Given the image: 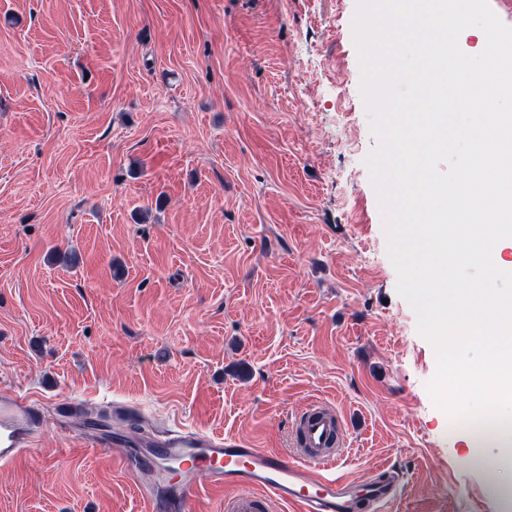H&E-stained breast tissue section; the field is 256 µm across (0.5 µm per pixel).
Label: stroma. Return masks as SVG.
<instances>
[{
	"label": "stroma",
	"instance_id": "stroma-1",
	"mask_svg": "<svg viewBox=\"0 0 512 512\" xmlns=\"http://www.w3.org/2000/svg\"><path fill=\"white\" fill-rule=\"evenodd\" d=\"M357 0H0V395L45 424L0 512H140L55 412L286 454L337 410L393 512H501L427 390L366 164Z\"/></svg>",
	"mask_w": 512,
	"mask_h": 512
}]
</instances>
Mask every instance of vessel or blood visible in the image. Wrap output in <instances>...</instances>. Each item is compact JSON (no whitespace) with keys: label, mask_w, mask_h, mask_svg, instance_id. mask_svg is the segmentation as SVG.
Instances as JSON below:
<instances>
[{"label":"vessel or blood","mask_w":512,"mask_h":512,"mask_svg":"<svg viewBox=\"0 0 512 512\" xmlns=\"http://www.w3.org/2000/svg\"><path fill=\"white\" fill-rule=\"evenodd\" d=\"M42 420L20 395L0 398V463L26 453ZM339 416L308 404L292 428V452L278 454L230 437L186 429L133 440L93 433L84 448H108L132 476L147 512H192V498L205 487L224 494V512H390L403 485L396 473L356 483L335 473L344 456Z\"/></svg>","instance_id":"b4317fda"}]
</instances>
